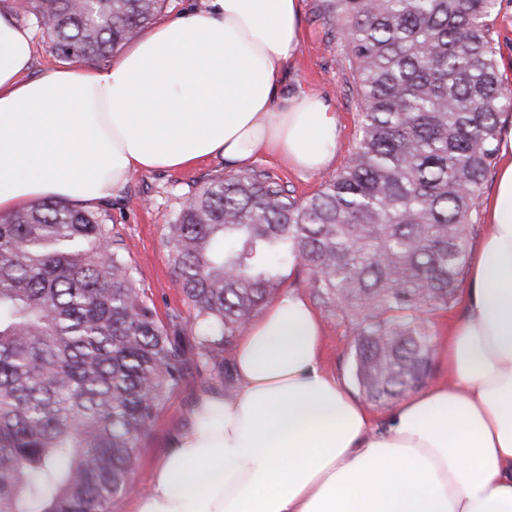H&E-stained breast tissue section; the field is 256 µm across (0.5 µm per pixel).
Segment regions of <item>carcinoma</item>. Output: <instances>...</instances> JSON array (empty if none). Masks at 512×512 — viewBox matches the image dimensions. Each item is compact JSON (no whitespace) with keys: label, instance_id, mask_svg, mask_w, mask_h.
Returning a JSON list of instances; mask_svg holds the SVG:
<instances>
[{"label":"carcinoma","instance_id":"1","mask_svg":"<svg viewBox=\"0 0 512 512\" xmlns=\"http://www.w3.org/2000/svg\"><path fill=\"white\" fill-rule=\"evenodd\" d=\"M165 0H20L68 64L106 61ZM495 0H319L360 99V138L303 201L269 173L215 175L166 245L194 311V357L137 286L99 212L56 200L0 217V512H112L137 442L194 368L230 380L224 351L306 267L357 319L355 376L375 402L429 375L424 314L455 298L512 89L491 38Z\"/></svg>","mask_w":512,"mask_h":512}]
</instances>
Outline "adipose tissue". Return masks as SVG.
Wrapping results in <instances>:
<instances>
[{"instance_id": "1", "label": "adipose tissue", "mask_w": 512, "mask_h": 512, "mask_svg": "<svg viewBox=\"0 0 512 512\" xmlns=\"http://www.w3.org/2000/svg\"><path fill=\"white\" fill-rule=\"evenodd\" d=\"M111 63L30 76L33 37L0 0V213L94 206L130 177L220 157L327 166L339 128L286 96L302 0H203ZM483 207L462 310L434 339L448 378L375 425L321 363L323 324L284 289L238 336L232 394H205L132 512H512V127Z\"/></svg>"}]
</instances>
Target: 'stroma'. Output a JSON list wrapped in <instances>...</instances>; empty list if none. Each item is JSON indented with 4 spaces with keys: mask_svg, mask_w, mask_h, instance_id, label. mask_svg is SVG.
<instances>
[{
    "mask_svg": "<svg viewBox=\"0 0 512 512\" xmlns=\"http://www.w3.org/2000/svg\"><path fill=\"white\" fill-rule=\"evenodd\" d=\"M317 0H302V40L298 55L289 66L287 93L315 92L334 107L340 127L339 146L331 164L315 172H301L282 159H261L256 169L277 178L288 196L302 201L316 193L321 183L335 175L354 151L360 132V107L346 50L336 37L334 22L319 15ZM224 161L211 158L185 170H154L134 174L123 189L100 203L119 231L122 247L140 288L152 299L159 316L177 312L191 321L192 308L176 288L171 274L166 228L190 193L205 181L224 173ZM285 286L305 297L318 313L324 327L322 363L334 376L354 380L352 351L354 327L335 307L323 303L306 286L307 275L286 267ZM228 393L223 382L190 371L159 408L148 431L138 442L139 466L132 476L138 489H148L149 472L171 436L183 429L191 407L201 393Z\"/></svg>",
    "mask_w": 512,
    "mask_h": 512,
    "instance_id": "35a3bbf8",
    "label": "stroma"
}]
</instances>
